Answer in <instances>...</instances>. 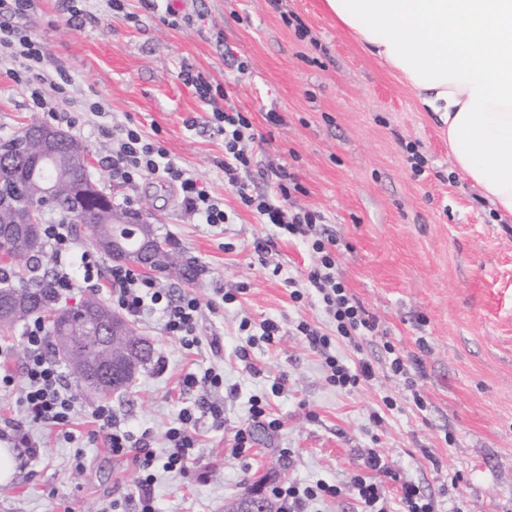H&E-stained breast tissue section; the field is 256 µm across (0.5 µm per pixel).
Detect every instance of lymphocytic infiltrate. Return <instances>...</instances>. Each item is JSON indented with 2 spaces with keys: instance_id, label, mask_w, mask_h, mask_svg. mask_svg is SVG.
<instances>
[{
  "instance_id": "lymphocytic-infiltrate-1",
  "label": "lymphocytic infiltrate",
  "mask_w": 512,
  "mask_h": 512,
  "mask_svg": "<svg viewBox=\"0 0 512 512\" xmlns=\"http://www.w3.org/2000/svg\"><path fill=\"white\" fill-rule=\"evenodd\" d=\"M35 6V0H0V64L9 67L10 74L18 80H36L50 83L55 97L66 101L71 97L72 77L62 70H51L50 55L45 43L27 32L26 20ZM215 121L224 134V175L241 203L254 214L260 223L273 225L284 236L311 238V247L318 255L317 264L307 274V282L320 295L326 311L336 324L335 336H328L312 329L306 322H299L297 332L304 336L309 346L323 354L330 370L329 380L334 385L347 388L369 383L375 377L373 364L359 359L355 366H348L330 349L334 339L355 342L357 337L374 332L373 317L351 296L336 277L335 238L323 231L321 213L293 208L292 193L301 191L296 175L286 168L276 171V181L269 193L252 194L248 186L238 179L239 170L249 169L253 157L245 149L246 141L253 138V126L244 112L228 109L215 113ZM112 138L117 147L112 152L113 172L127 181L152 174L166 182L178 185L183 208L205 224H225L229 216L223 203L216 200L200 183L197 176L178 166L168 157L166 150L150 140L136 127L116 124ZM45 247L54 265L53 282L56 289L72 287L74 278L90 283L101 275L99 261L89 254L73 259L71 229L66 224H48L44 231ZM113 305L132 317H139L148 310L158 311L162 326L168 336L179 340L183 348H192L194 333L201 316V306L189 291L171 296L166 289L151 278L133 275L125 268L114 266L109 272ZM47 333L41 320H34L25 331L26 357L21 377L0 374V386L11 387L22 381V399L28 417L45 427L67 425L74 410L75 398L65 391L59 363L46 353ZM92 418L114 458L131 465L135 472L140 512H154L152 470L156 454L152 448L121 426L108 405L98 406ZM193 419L190 409H183L179 424L170 428V442L163 464L171 471L185 470L194 456L196 438L189 424Z\"/></svg>"
}]
</instances>
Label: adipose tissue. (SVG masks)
Instances as JSON below:
<instances>
[{
    "label": "adipose tissue",
    "mask_w": 512,
    "mask_h": 512,
    "mask_svg": "<svg viewBox=\"0 0 512 512\" xmlns=\"http://www.w3.org/2000/svg\"><path fill=\"white\" fill-rule=\"evenodd\" d=\"M431 112L455 167L512 216V0H324Z\"/></svg>",
    "instance_id": "adipose-tissue-1"
}]
</instances>
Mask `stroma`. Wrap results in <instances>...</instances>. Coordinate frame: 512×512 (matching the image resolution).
<instances>
[{"label":"stroma","mask_w":512,"mask_h":512,"mask_svg":"<svg viewBox=\"0 0 512 512\" xmlns=\"http://www.w3.org/2000/svg\"><path fill=\"white\" fill-rule=\"evenodd\" d=\"M170 3L172 24L140 0H124L120 12L111 0H38L28 28L46 44L52 67L74 79L64 109L35 111L29 85L0 67V138L38 121L81 140L99 188L120 207L145 210L158 235L198 269L191 281L158 274L160 284L193 292L201 305L189 350L166 335L156 313L133 319L154 357L130 389L107 400L83 393L64 370L76 399L67 426L27 422L20 385L0 388V419L23 421L40 446L0 485V512H131L133 471L94 435L92 409L107 403L161 455L167 430L194 405L179 391L182 378L208 371L223 383L200 397L221 415L197 421V458L185 472L155 468L157 512H224L261 478L339 485V496L309 501L306 512H360L343 486L368 475L373 448L434 512H512V216L453 167L448 139L416 93L341 31L322 0ZM184 64L227 97L202 103L178 77ZM92 91L106 107L102 116L87 109ZM217 108L246 112L253 124L256 138L246 148L254 164L240 176L251 193L269 192V175L290 168L302 185L293 204L323 214L337 239L336 275L376 318L377 331L353 344L337 340L332 352L347 363L370 360V383L331 385L322 356L298 335L301 321L329 336L335 330L306 285L318 256L306 239L259 223L225 183L217 165L224 135L211 121ZM270 111L283 124H269ZM116 123L159 142L223 199L229 223H200L182 208L178 188L157 176L127 183L113 174ZM413 150L424 159L418 174L408 161ZM259 237L272 242L262 256L253 250ZM223 291L231 301L221 302ZM266 320L281 326L279 340L256 342L242 359L241 346ZM393 351L407 362V376L390 371ZM282 377L284 390L272 393ZM416 391L424 407L415 405ZM255 398L280 428L253 424ZM246 426L252 446L233 457L234 434Z\"/></svg>","instance_id":"stroma-1"}]
</instances>
